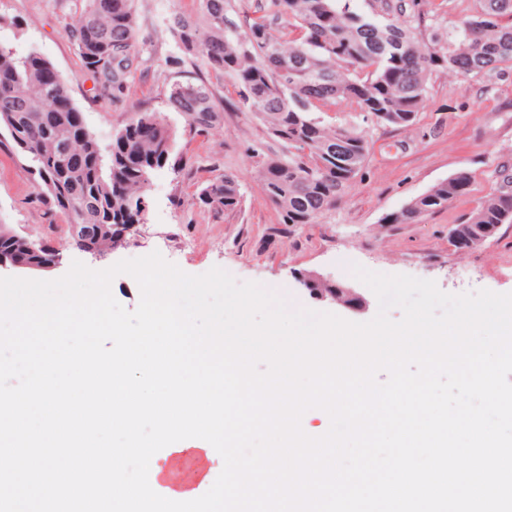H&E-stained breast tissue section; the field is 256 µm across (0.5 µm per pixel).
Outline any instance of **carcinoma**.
<instances>
[{
  "instance_id": "carcinoma-1",
  "label": "carcinoma",
  "mask_w": 512,
  "mask_h": 512,
  "mask_svg": "<svg viewBox=\"0 0 512 512\" xmlns=\"http://www.w3.org/2000/svg\"><path fill=\"white\" fill-rule=\"evenodd\" d=\"M69 28L86 69L100 89L117 97L140 64L135 0H84ZM352 0H257L256 16L238 30L231 0H197L194 16L176 14L170 33L188 60L212 75L232 79L238 104L265 125L275 145L263 156L259 181L283 224H310L352 188L368 160V141L356 127L326 124L322 112H364L376 123L407 126L427 98V78L443 65L474 79L512 68V0H476L461 20L448 54L421 45L410 26L384 0L388 17L359 14ZM165 104L189 130L208 132L224 120V106L203 82H174ZM0 147L26 163L52 208L84 225L95 247L121 242V224H136L148 208L150 176L173 160V133L160 111L137 110L102 146L87 128L68 85L37 51L18 58L0 44ZM497 189L449 236L467 251L512 224V169L495 170ZM456 173L384 218L412 224L468 190ZM212 211L242 202L240 184L224 173L199 193ZM23 236L0 225V252L19 251ZM318 296L336 282L305 276Z\"/></svg>"
}]
</instances>
